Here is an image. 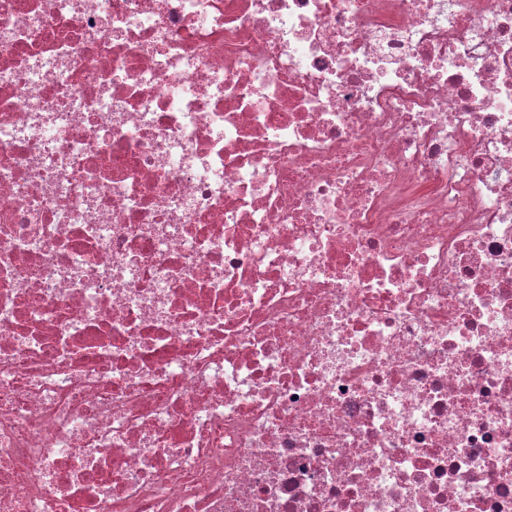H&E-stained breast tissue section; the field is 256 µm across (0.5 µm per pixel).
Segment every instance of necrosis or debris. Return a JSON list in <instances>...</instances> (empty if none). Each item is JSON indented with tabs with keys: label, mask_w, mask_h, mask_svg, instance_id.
<instances>
[{
	"label": "necrosis or debris",
	"mask_w": 512,
	"mask_h": 512,
	"mask_svg": "<svg viewBox=\"0 0 512 512\" xmlns=\"http://www.w3.org/2000/svg\"><path fill=\"white\" fill-rule=\"evenodd\" d=\"M0 512H512V0H0Z\"/></svg>",
	"instance_id": "4bbe7bcc"
}]
</instances>
